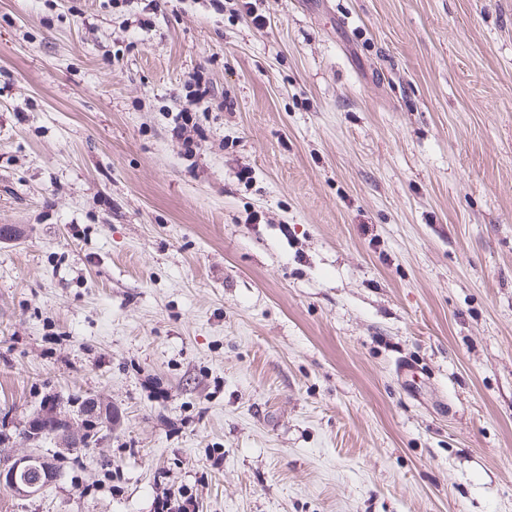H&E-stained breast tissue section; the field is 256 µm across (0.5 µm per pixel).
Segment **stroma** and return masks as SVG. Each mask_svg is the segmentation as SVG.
<instances>
[{"label": "stroma", "mask_w": 512, "mask_h": 512, "mask_svg": "<svg viewBox=\"0 0 512 512\" xmlns=\"http://www.w3.org/2000/svg\"><path fill=\"white\" fill-rule=\"evenodd\" d=\"M1 412L0 512H512V0H0ZM188 89L185 100L179 102L173 118L171 137L181 145L183 154L189 158L196 157L205 149L209 141L207 130L195 122V112L199 108L215 104L220 110H232L233 99L224 95L217 99L212 82L204 71L189 72L185 80ZM85 419L82 420L81 425H71L70 423H60V429L58 431V441L60 448H78L82 447L83 444L88 439L85 434L90 430L95 423L90 422L91 419H87V417H91L93 414L96 416L95 419L99 418L101 414V408L98 403L89 402L84 405ZM35 472L32 480L20 477ZM54 477L55 473L48 468L38 452L3 459L0 462V484L6 485L18 497L36 496ZM153 512H198L197 498L187 492L164 493L154 501Z\"/></svg>", "instance_id": "stroma-1"}]
</instances>
